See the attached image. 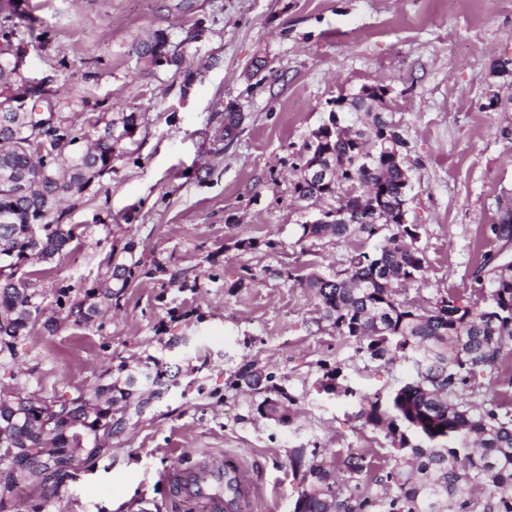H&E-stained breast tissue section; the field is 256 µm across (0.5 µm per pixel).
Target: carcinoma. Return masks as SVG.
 <instances>
[{
  "mask_svg": "<svg viewBox=\"0 0 512 512\" xmlns=\"http://www.w3.org/2000/svg\"><path fill=\"white\" fill-rule=\"evenodd\" d=\"M25 0H0V39L21 49L17 20ZM137 60L149 67L180 66L182 53L164 32L135 47ZM18 82L9 59L0 57V102ZM351 108L364 114L359 126L336 124L314 130L300 153L293 194L300 200L334 198L332 211L301 225L298 243L326 237L371 238L387 230L372 252L354 249L345 267L329 274L286 272L318 300L322 319L355 351L372 361H411L415 377L400 385L386 402L362 397L357 417L380 431L401 454L384 476L382 492L361 488L359 476L369 467L365 457L298 448L293 462L305 469L294 512H512V404L506 400L477 406L470 400L493 382L503 353L512 349V216L504 213L492 232L501 242L485 253L472 278L481 303L464 304L448 292L426 303L400 297L398 286L423 278L426 257L416 224L401 222L408 202L406 142L398 126L383 112H371L358 92L347 94ZM17 112L11 126L0 125V357L14 359L15 345L28 325L44 318L52 334L61 326L94 322L101 308L119 303L136 277L155 278L162 286L186 288L182 273L156 261L134 256V246L121 238L98 263L91 287L57 288L55 310L43 316L42 281L49 265L71 253L80 239L77 225L62 224L58 203L81 197L92 181L112 170V161L132 138L139 116L121 112L109 120L96 142L78 145L73 122L62 112L37 134L50 153L13 141L14 129L26 124ZM241 117L224 115V139L233 141ZM38 260L43 267L31 269ZM177 374L163 359L148 356L135 370L120 364L107 371L91 390L35 400L16 388L0 389V512H8L19 488L44 491L46 500L60 498L82 456L101 454L100 436L124 432L131 416L147 405L135 395L159 398L175 384ZM322 390L352 396L341 368L323 374ZM229 387L263 394L255 408L262 418L292 426L296 398L275 376L245 363Z\"/></svg>",
  "mask_w": 512,
  "mask_h": 512,
  "instance_id": "obj_1",
  "label": "carcinoma"
}]
</instances>
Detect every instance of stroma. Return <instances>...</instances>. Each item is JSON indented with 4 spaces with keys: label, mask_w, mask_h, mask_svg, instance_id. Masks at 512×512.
<instances>
[{
    "label": "stroma",
    "mask_w": 512,
    "mask_h": 512,
    "mask_svg": "<svg viewBox=\"0 0 512 512\" xmlns=\"http://www.w3.org/2000/svg\"><path fill=\"white\" fill-rule=\"evenodd\" d=\"M21 29L24 76L60 100L80 92L72 113L86 140L116 113L140 117L111 172L66 207L63 223L82 225L84 236L43 280L46 295L95 277L116 236L198 286L143 276L89 325L53 334L31 325L14 361L0 366L2 389L16 383L37 399L88 389L150 354L178 368V384L109 438L102 457L81 461L60 500L41 506L40 491L25 488L11 512H190L162 474L204 456L247 470L259 486L248 497L256 512H293L303 485L297 448L364 455L361 485L375 490L396 450L358 418L357 399H388L412 365L356 354L281 271L310 262L336 270L351 249L381 240L328 238L302 254L301 224L334 203L296 198L293 166L340 94L388 86L408 143L407 221L426 256L408 296L476 300L471 273L499 249L491 227L512 201V73L497 71L512 60V0H27ZM159 31L184 43L192 82L138 63L136 45ZM231 110L243 121L220 150L215 135ZM248 238L261 247L237 250ZM246 268L254 281H241ZM176 336L189 346L165 351ZM245 359L295 396L293 427L253 414L259 395L229 388ZM336 366L355 398L322 392L325 369Z\"/></svg>",
    "instance_id": "obj_1"
}]
</instances>
